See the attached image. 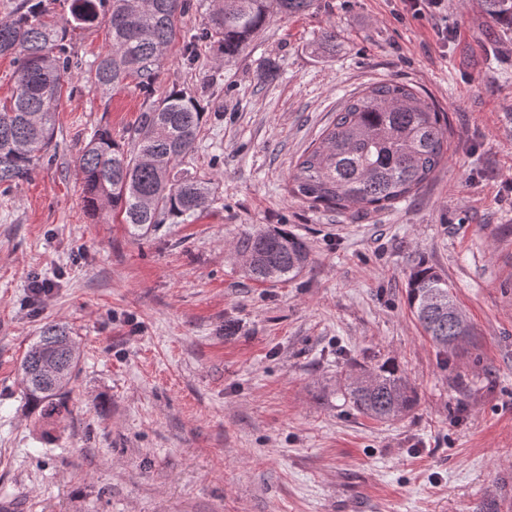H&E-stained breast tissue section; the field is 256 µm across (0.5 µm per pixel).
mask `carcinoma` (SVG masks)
<instances>
[{
    "mask_svg": "<svg viewBox=\"0 0 512 512\" xmlns=\"http://www.w3.org/2000/svg\"><path fill=\"white\" fill-rule=\"evenodd\" d=\"M314 0H210L203 36L218 37L224 59L237 57L279 13L308 9ZM493 20L512 25V0H482ZM191 0H70L78 27L106 24L108 49L90 67L89 89L107 94L127 79L148 95L138 125L117 140L111 129L94 131L79 151L86 208L108 204L130 233L143 236L169 222L181 224L204 208L212 182L183 167L195 148L205 112L196 97L172 90L151 100L158 68L176 38V22ZM67 27L48 20L44 0H20L0 19V56H13L16 94L0 108V187L10 189L56 154L55 109L75 63ZM447 115L415 87L395 81L369 86L346 100L336 120L299 158L290 192L330 211L384 210L409 198L434 173L447 151ZM237 249L248 275L285 282L308 262L305 238L286 229L244 232ZM406 301L424 334L450 357L474 335L448 280L417 265L408 277ZM79 363L70 330L41 327L20 370L32 407L44 419L69 413L66 388ZM343 396L354 411L377 421L406 415L417 395L399 365L385 360L350 370Z\"/></svg>",
    "mask_w": 512,
    "mask_h": 512,
    "instance_id": "1",
    "label": "carcinoma"
}]
</instances>
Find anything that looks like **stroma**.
Wrapping results in <instances>:
<instances>
[{"label":"stroma","instance_id":"obj_1","mask_svg":"<svg viewBox=\"0 0 512 512\" xmlns=\"http://www.w3.org/2000/svg\"><path fill=\"white\" fill-rule=\"evenodd\" d=\"M401 0H314L275 16L231 61L193 65L179 19L156 95L205 109L187 167L214 200L131 235L84 204L77 156L144 108L136 81L86 87L105 25L69 29L73 94L57 152L0 190V503L12 512H512V27L462 0L437 21ZM452 30L448 42L438 27ZM335 28L336 42L321 32ZM394 80L448 115V152L396 208L324 211L292 198L299 157L344 101ZM279 225L305 237L295 279L249 277L235 242ZM447 278L473 344L443 360L408 309L416 263ZM52 285L35 296L33 280ZM48 322L80 344L68 415L42 419L21 358ZM392 359L418 394L380 423L345 404L349 366Z\"/></svg>","mask_w":512,"mask_h":512}]
</instances>
